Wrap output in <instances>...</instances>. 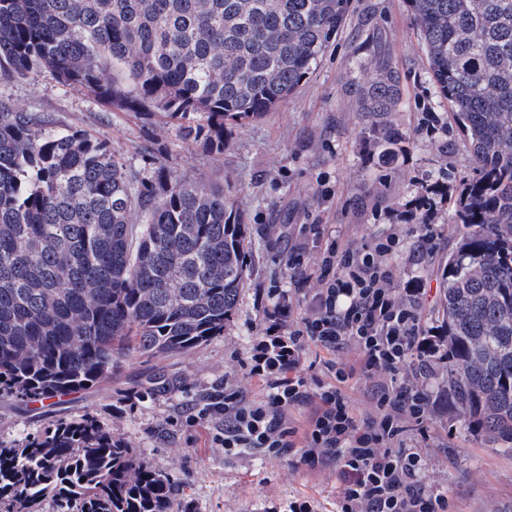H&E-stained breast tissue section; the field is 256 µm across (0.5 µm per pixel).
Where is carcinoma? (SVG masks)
I'll list each match as a JSON object with an SVG mask.
<instances>
[{
	"instance_id": "carcinoma-1",
	"label": "carcinoma",
	"mask_w": 512,
	"mask_h": 512,
	"mask_svg": "<svg viewBox=\"0 0 512 512\" xmlns=\"http://www.w3.org/2000/svg\"><path fill=\"white\" fill-rule=\"evenodd\" d=\"M429 72L477 172L459 201L440 299L448 396L512 456V0H407ZM349 0H0V78L49 71L120 110L159 115L224 153V125L288 100ZM383 116L400 76L353 90ZM0 102V399L86 390L123 359L173 357L224 332L246 275L224 189ZM186 483L133 458L92 415L0 444V512H174Z\"/></svg>"
}]
</instances>
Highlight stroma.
Returning <instances> with one entry per match:
<instances>
[{
	"mask_svg": "<svg viewBox=\"0 0 512 512\" xmlns=\"http://www.w3.org/2000/svg\"><path fill=\"white\" fill-rule=\"evenodd\" d=\"M382 65L401 79L400 103L384 118L398 139L388 165L378 164L381 136L351 92ZM0 101L52 113L61 127L107 140L127 171L140 176L152 177L161 165L201 185L223 186L244 217L247 257L223 334L172 358L130 356L111 379L86 391L28 404L0 399V442L17 444L54 419L90 414L122 437L134 458L186 480L175 512H288L289 502L302 496L314 498L318 512H336L333 468L296 470L285 458L227 453L217 426L193 415L201 394L225 374H244L241 362L270 281L288 280L281 232L317 221L331 225L341 242H368L390 231L426 176L442 182L433 198L442 236L421 271L408 257L416 238L406 234L395 286L413 287L415 276L425 274L431 289L423 316L428 325L440 324V273L459 233L457 202L475 170L451 108L430 78L406 0H351L345 24L297 93L262 119L225 126L220 154L184 141L176 127L113 110L47 71L0 80ZM155 375L168 386L147 393L146 381ZM431 390L422 451L427 481L447 497V512H512V456L467 433L448 400L446 374H438Z\"/></svg>",
	"mask_w": 512,
	"mask_h": 512,
	"instance_id": "35a3bbf8",
	"label": "stroma"
}]
</instances>
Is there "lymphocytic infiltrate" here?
<instances>
[{
  "instance_id": "obj_1",
  "label": "lymphocytic infiltrate",
  "mask_w": 512,
  "mask_h": 512,
  "mask_svg": "<svg viewBox=\"0 0 512 512\" xmlns=\"http://www.w3.org/2000/svg\"><path fill=\"white\" fill-rule=\"evenodd\" d=\"M422 183L407 217L418 246L411 260L425 264L440 237ZM300 235L320 248L316 264L301 248L288 251L289 285L268 289L260 329L244 361L261 386L249 396L225 376L199 406L201 418L223 427L225 450L288 457L293 468L336 472V512H445V495L425 481L417 437L425 433L438 350L423 324L422 289L399 294L393 261L404 251L402 231L361 245H339L324 224H304ZM310 312L294 318V296ZM354 346L355 362L340 359ZM372 386L368 410L349 394L353 383ZM308 410L305 427L293 414Z\"/></svg>"
}]
</instances>
